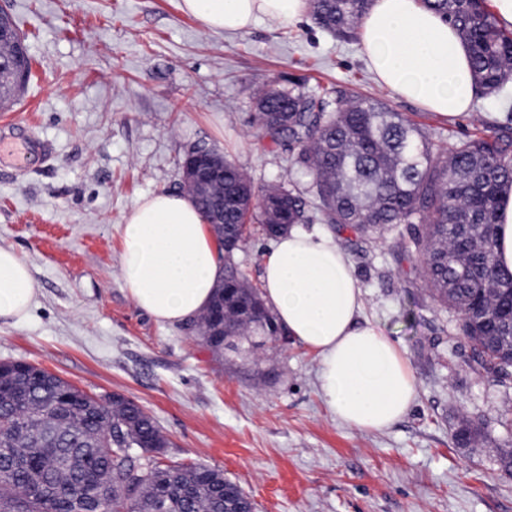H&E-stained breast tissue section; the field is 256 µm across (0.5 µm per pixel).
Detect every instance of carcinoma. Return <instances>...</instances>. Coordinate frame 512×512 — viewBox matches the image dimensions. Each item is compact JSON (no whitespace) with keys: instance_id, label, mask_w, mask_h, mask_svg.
Wrapping results in <instances>:
<instances>
[{"instance_id":"1","label":"carcinoma","mask_w":512,"mask_h":512,"mask_svg":"<svg viewBox=\"0 0 512 512\" xmlns=\"http://www.w3.org/2000/svg\"><path fill=\"white\" fill-rule=\"evenodd\" d=\"M372 0H309L316 23L352 40ZM454 26L468 46L477 95H498L512 78V34L482 0H421ZM252 121L272 142L300 147L311 198L282 184L255 187L224 159V274L198 321L205 344L224 353V339L278 328L261 290L244 276L236 255L251 225L276 238L308 220L314 206L326 224L363 233L404 224L422 256L426 283L460 316L480 374L512 380V272L495 261L497 212L512 191V137L477 133L444 157L422 128L386 102L360 100L336 85L309 89L290 80L261 88ZM481 427L462 421L457 445L468 447ZM170 441L143 408L108 405L47 370L18 363L0 381V512H92L102 485L112 512H237L256 504L230 479L204 476L197 464L128 459L123 449ZM501 472L512 475V439L497 448Z\"/></svg>"}]
</instances>
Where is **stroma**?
<instances>
[{"instance_id":"35a3bbf8","label":"stroma","mask_w":512,"mask_h":512,"mask_svg":"<svg viewBox=\"0 0 512 512\" xmlns=\"http://www.w3.org/2000/svg\"><path fill=\"white\" fill-rule=\"evenodd\" d=\"M180 2L0 0L31 58L19 99L0 109V139L27 156L20 166L0 154V246L28 263L38 288L25 319L0 320V362L134 400L168 437V460L222 470L257 512H512V477L496 456L512 382L468 366L470 344L432 297L405 228L336 239L364 320L404 351L416 381L409 412L381 431L330 413L317 359L292 339L237 336L215 357L192 323L139 309L120 276L126 214L141 196L181 191L192 148L220 150L256 186L308 189L297 149L269 145L251 122L268 82L377 96L444 150L467 134H512V84L443 117L394 96L357 41L311 15L217 34ZM462 417L482 425L483 441L456 445Z\"/></svg>"}]
</instances>
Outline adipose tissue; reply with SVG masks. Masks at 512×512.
Masks as SVG:
<instances>
[{
  "label": "adipose tissue",
  "instance_id": "obj_1",
  "mask_svg": "<svg viewBox=\"0 0 512 512\" xmlns=\"http://www.w3.org/2000/svg\"><path fill=\"white\" fill-rule=\"evenodd\" d=\"M215 33L247 30L257 19L298 20L306 0H181ZM359 49L375 78L396 96L448 117L470 111L475 87L469 52L455 29L420 0H374ZM121 279L134 303L175 325L200 313L224 260L191 197L161 192L140 198L121 230ZM262 291L277 325L313 353L323 399L340 422L384 429L409 410L415 381L388 336L362 321V292L333 237L293 227L263 260ZM36 295L26 261L0 246V319L26 316Z\"/></svg>",
  "mask_w": 512,
  "mask_h": 512
}]
</instances>
